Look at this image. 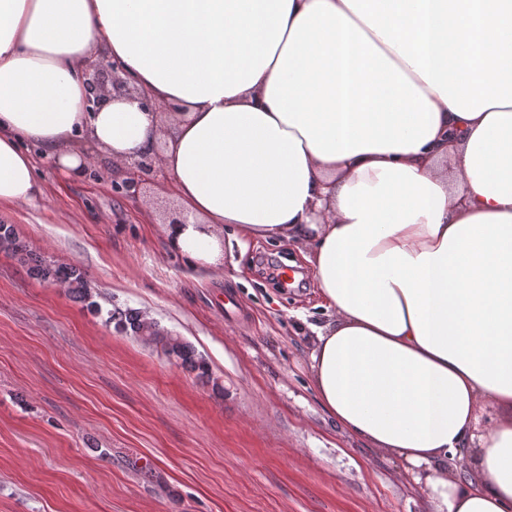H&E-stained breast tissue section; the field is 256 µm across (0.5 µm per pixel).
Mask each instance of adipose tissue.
<instances>
[{
    "label": "adipose tissue",
    "instance_id": "obj_1",
    "mask_svg": "<svg viewBox=\"0 0 512 512\" xmlns=\"http://www.w3.org/2000/svg\"><path fill=\"white\" fill-rule=\"evenodd\" d=\"M98 49L128 90L93 112ZM32 145L157 156L191 265L228 225L294 244L323 409L429 512H512V0H0V204L40 195Z\"/></svg>",
    "mask_w": 512,
    "mask_h": 512
}]
</instances>
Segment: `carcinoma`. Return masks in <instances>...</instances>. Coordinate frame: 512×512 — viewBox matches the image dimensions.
Segmentation results:
<instances>
[{
	"instance_id": "1",
	"label": "carcinoma",
	"mask_w": 512,
	"mask_h": 512,
	"mask_svg": "<svg viewBox=\"0 0 512 512\" xmlns=\"http://www.w3.org/2000/svg\"><path fill=\"white\" fill-rule=\"evenodd\" d=\"M0 250L11 253L21 264L27 266L29 273L36 279L47 284H62L74 296L88 303L96 314L104 313L99 303L93 300V284L80 266L61 265L52 260L33 256L14 227L8 224H0ZM104 314H106L105 323H116L122 331L167 360L197 373L199 378L212 384L216 389H223L218 379L211 376L204 359L183 337L165 329L155 321L147 320L139 311L112 312L109 310Z\"/></svg>"
}]
</instances>
